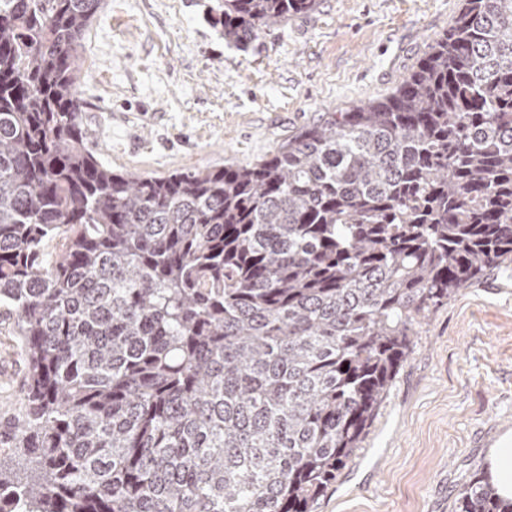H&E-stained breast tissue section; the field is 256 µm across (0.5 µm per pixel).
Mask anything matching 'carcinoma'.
Returning <instances> with one entry per match:
<instances>
[{"mask_svg": "<svg viewBox=\"0 0 512 512\" xmlns=\"http://www.w3.org/2000/svg\"><path fill=\"white\" fill-rule=\"evenodd\" d=\"M101 5L0 0V313L28 365L0 512H314L419 320L512 266V0H463L387 100L167 176L88 146ZM317 5L211 11L244 45ZM456 512L512 501L477 475Z\"/></svg>", "mask_w": 512, "mask_h": 512, "instance_id": "obj_1", "label": "carcinoma"}]
</instances>
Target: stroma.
Here are the masks:
<instances>
[{"mask_svg": "<svg viewBox=\"0 0 512 512\" xmlns=\"http://www.w3.org/2000/svg\"><path fill=\"white\" fill-rule=\"evenodd\" d=\"M212 0H104L82 41L83 122L113 170L251 166L323 113L389 97L462 0H319L225 44ZM21 340L0 316V431L20 411ZM512 418V273L491 270L416 327L357 456L314 512H454Z\"/></svg>", "mask_w": 512, "mask_h": 512, "instance_id": "obj_1", "label": "stroma"}]
</instances>
